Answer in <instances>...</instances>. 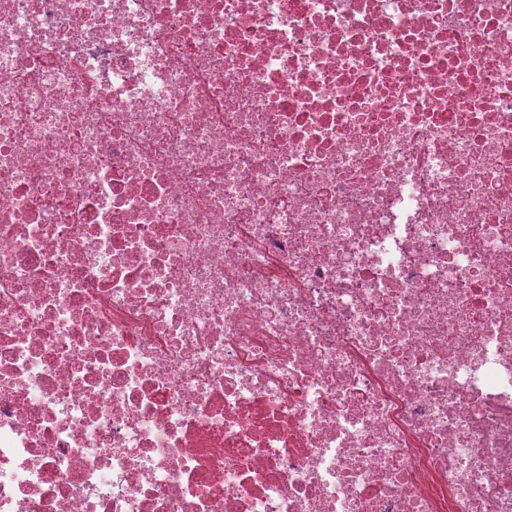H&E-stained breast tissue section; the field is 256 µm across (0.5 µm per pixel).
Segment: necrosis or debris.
<instances>
[{
  "label": "necrosis or debris",
  "instance_id": "4bbe7bcc",
  "mask_svg": "<svg viewBox=\"0 0 512 512\" xmlns=\"http://www.w3.org/2000/svg\"><path fill=\"white\" fill-rule=\"evenodd\" d=\"M0 512H512V0H0Z\"/></svg>",
  "mask_w": 512,
  "mask_h": 512
}]
</instances>
